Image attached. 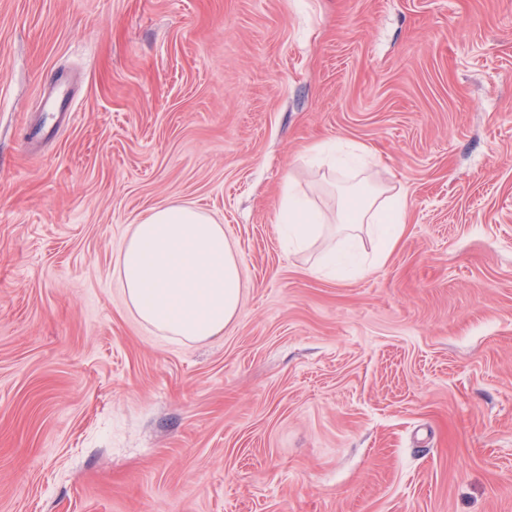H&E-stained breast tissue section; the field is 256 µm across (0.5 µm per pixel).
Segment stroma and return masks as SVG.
<instances>
[{"mask_svg": "<svg viewBox=\"0 0 512 512\" xmlns=\"http://www.w3.org/2000/svg\"><path fill=\"white\" fill-rule=\"evenodd\" d=\"M322 142L409 203L336 278L280 226ZM168 201L240 257L203 342L113 274ZM0 512H512V0H0ZM368 158H373L374 164L378 165V159L376 156L372 157V154L370 151H368L364 147H353L352 151L350 153V157L346 158L341 155L338 151L336 152L335 156H331L329 159V162L327 163V171L331 178H335L336 176V169L340 168L344 163L350 162L352 164H362L366 163Z\"/></svg>", "mask_w": 512, "mask_h": 512, "instance_id": "35a3bbf8", "label": "stroma"}]
</instances>
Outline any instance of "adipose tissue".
<instances>
[{
    "instance_id": "ef3b65f1",
    "label": "adipose tissue",
    "mask_w": 512,
    "mask_h": 512,
    "mask_svg": "<svg viewBox=\"0 0 512 512\" xmlns=\"http://www.w3.org/2000/svg\"><path fill=\"white\" fill-rule=\"evenodd\" d=\"M405 195L372 186L321 210L307 195L289 193L282 222L297 248L320 245L312 266L320 273L353 257L352 241L370 231L375 261H383L402 236ZM116 278L128 309L146 326L181 342L219 335L235 318L241 279L235 249L224 227L187 203L167 202L131 225L116 261Z\"/></svg>"
}]
</instances>
